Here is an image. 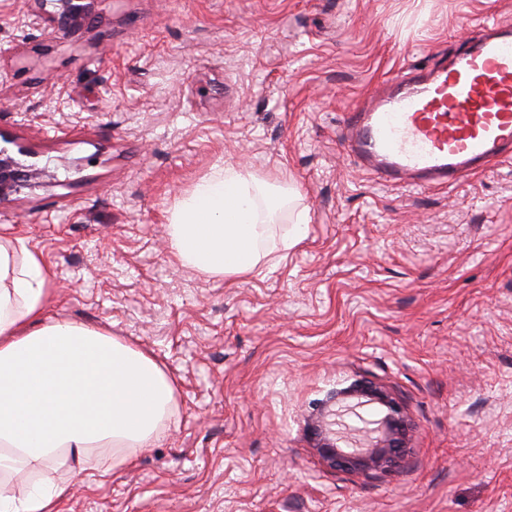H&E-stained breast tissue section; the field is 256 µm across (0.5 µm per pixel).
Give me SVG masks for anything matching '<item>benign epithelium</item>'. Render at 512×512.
I'll use <instances>...</instances> for the list:
<instances>
[{
  "label": "benign epithelium",
  "mask_w": 512,
  "mask_h": 512,
  "mask_svg": "<svg viewBox=\"0 0 512 512\" xmlns=\"http://www.w3.org/2000/svg\"><path fill=\"white\" fill-rule=\"evenodd\" d=\"M38 10L33 23L52 34L76 31L90 18L96 0H35ZM53 9H47V5ZM39 175L0 149V200L16 192ZM378 404L381 417L358 429L339 433L334 416L345 408L357 413L363 407ZM307 425L320 458L330 466L347 472H386L404 456L410 431L405 411L399 401L383 387L357 379L345 387L329 390L315 401L307 415Z\"/></svg>",
  "instance_id": "benign-epithelium-1"
}]
</instances>
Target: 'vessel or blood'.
<instances>
[{"label":"vessel or blood","mask_w":512,"mask_h":512,"mask_svg":"<svg viewBox=\"0 0 512 512\" xmlns=\"http://www.w3.org/2000/svg\"><path fill=\"white\" fill-rule=\"evenodd\" d=\"M343 146L387 187L452 186L512 159V23L388 82L345 118Z\"/></svg>","instance_id":"b4317fda"}]
</instances>
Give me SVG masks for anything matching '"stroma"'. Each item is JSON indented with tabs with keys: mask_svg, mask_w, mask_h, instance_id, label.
I'll list each match as a JSON object with an SVG mask.
<instances>
[{
	"mask_svg": "<svg viewBox=\"0 0 512 512\" xmlns=\"http://www.w3.org/2000/svg\"><path fill=\"white\" fill-rule=\"evenodd\" d=\"M0 0V147L44 169L0 236L54 274L45 316L173 380L159 440L69 478L58 512H512V160L383 187L343 117L512 0H97L74 34ZM226 162L295 200L305 238L240 278L178 268L167 224ZM368 378L405 409L388 474L330 468L306 415Z\"/></svg>",
	"mask_w": 512,
	"mask_h": 512,
	"instance_id": "obj_1",
	"label": "stroma"
}]
</instances>
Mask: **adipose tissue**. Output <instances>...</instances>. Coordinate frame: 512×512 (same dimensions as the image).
<instances>
[{"label":"adipose tissue","instance_id":"ef3b65f1","mask_svg":"<svg viewBox=\"0 0 512 512\" xmlns=\"http://www.w3.org/2000/svg\"><path fill=\"white\" fill-rule=\"evenodd\" d=\"M288 188L213 165L168 224L175 264L209 278L253 273ZM52 274L23 239L0 243V512H56L66 491L51 472L107 475L148 448L174 384L143 351L111 334L45 318Z\"/></svg>","mask_w":512,"mask_h":512}]
</instances>
